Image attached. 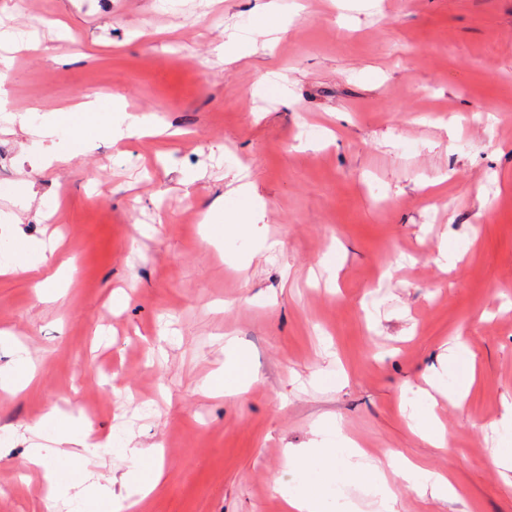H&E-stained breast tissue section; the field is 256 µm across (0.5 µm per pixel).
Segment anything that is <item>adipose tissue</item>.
Masks as SVG:
<instances>
[{"label":"adipose tissue","mask_w":512,"mask_h":512,"mask_svg":"<svg viewBox=\"0 0 512 512\" xmlns=\"http://www.w3.org/2000/svg\"><path fill=\"white\" fill-rule=\"evenodd\" d=\"M153 116L132 114L117 109L111 121L92 127L82 128L79 136H72L69 127L58 123L48 124L43 135L44 143L39 146L37 159L40 166L66 163L79 154L91 150L102 137L115 140L141 135L155 129ZM9 198L12 210H0V223L15 225L11 250L0 258V274H40L47 261L44 245L31 241L20 230V212L29 210L36 199L30 183L17 182L12 186ZM255 190L251 184H239L228 196L223 212H209L208 238L220 243L227 237H240L252 232L257 213ZM255 375L249 368L245 356L235 354L232 362L213 374L205 388L212 393H225L244 397ZM431 391L425 394L418 413L416 429L420 436L433 447L447 449L448 439L444 428L438 427L434 414V392L456 398L458 389L449 388L440 374H433L427 380ZM61 417L56 411H48L27 427L35 441L25 457L26 467L42 470L46 489L42 497L45 505H52L59 497L72 489L79 488L84 498L78 501V512H84L92 504L100 512H130L134 507L133 498L121 496L89 481L88 471L71 476L69 460L79 458L90 460L97 456L104 443L93 434L84 421L71 424L68 430H61ZM317 434L319 439L312 448L287 450L285 454V476L275 477L273 488L286 500L291 512H329L330 500H343L345 492L353 486H363L373 493L379 512H393L395 492L387 483L379 465L366 462L364 452L335 423L322 425ZM157 447L129 450V465L122 475L123 485L135 487L138 494L148 495L162 482L164 472L158 462ZM398 478L415 487L431 490L434 496L444 498L452 494L453 488L443 476L421 470L401 454H393L389 462Z\"/></svg>","instance_id":"ef3b65f1"}]
</instances>
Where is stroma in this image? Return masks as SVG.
<instances>
[{
    "instance_id": "1",
    "label": "stroma",
    "mask_w": 512,
    "mask_h": 512,
    "mask_svg": "<svg viewBox=\"0 0 512 512\" xmlns=\"http://www.w3.org/2000/svg\"><path fill=\"white\" fill-rule=\"evenodd\" d=\"M268 2L0 0V25L29 35L0 85V186L34 176L22 229L59 235L48 261L73 267L53 302L0 275L16 338L0 370L22 348L37 363L26 390L0 392V429L17 430L0 512H41L40 475H18L24 427L52 407L165 448L137 512H288L271 478L329 419L372 460L401 452L455 489L395 484V512H512V470L489 457L512 408V0H302L256 47ZM93 93L96 122L117 99L163 133L21 167L38 139L10 115L40 123ZM232 172L279 251L220 249L194 223ZM229 339L257 379L242 399L205 396ZM459 341L472 357L456 373L474 379L462 406L439 403L442 451L403 403Z\"/></svg>"
}]
</instances>
